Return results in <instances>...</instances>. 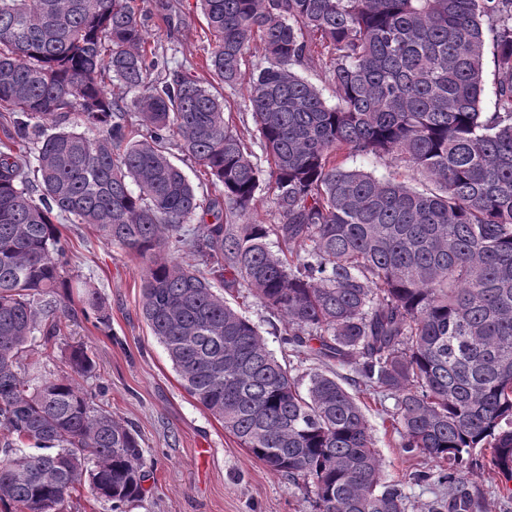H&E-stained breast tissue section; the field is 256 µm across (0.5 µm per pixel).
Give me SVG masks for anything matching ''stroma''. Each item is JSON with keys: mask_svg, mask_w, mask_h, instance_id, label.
<instances>
[{"mask_svg": "<svg viewBox=\"0 0 512 512\" xmlns=\"http://www.w3.org/2000/svg\"><path fill=\"white\" fill-rule=\"evenodd\" d=\"M148 44L169 68L207 75L210 37L198 0H146ZM72 252L73 278L98 288L110 316L109 328L77 320L72 338L84 343L96 363L81 388L99 392L113 418L134 425L146 461L142 500L126 512H311L303 489L254 458L223 424L191 397L162 344L140 311L142 261L101 242L85 224H61ZM225 300L258 326L269 349L282 355L283 321L241 288ZM376 439L385 479L399 482L407 512H428L439 486L419 481L438 470L436 460L407 458L388 421L393 397L361 394Z\"/></svg>", "mask_w": 512, "mask_h": 512, "instance_id": "obj_1", "label": "stroma"}]
</instances>
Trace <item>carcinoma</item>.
I'll return each instance as SVG.
<instances>
[{"mask_svg":"<svg viewBox=\"0 0 512 512\" xmlns=\"http://www.w3.org/2000/svg\"><path fill=\"white\" fill-rule=\"evenodd\" d=\"M200 5L218 84L244 82L262 44L246 87L261 159L213 88L159 65L137 0H0V512H66L82 484L125 512L144 492L137 431L76 384L96 369L84 344H66L68 375L26 377L36 338L62 342L80 315L108 322L88 284L71 304L61 218L142 260L141 314L184 389L303 484L314 512H406L383 479L363 386L395 399L405 453L442 463L421 478L457 495L432 512L479 508L466 482L485 457L512 499V0ZM315 61L333 103L298 73ZM175 137L224 202L201 207L167 151ZM25 144L36 186L14 151ZM368 155L407 163L421 186L348 165ZM264 185L281 222L239 223ZM273 235L304 255L280 256ZM172 245L206 272L166 257ZM216 284L247 286L283 318V344L328 370L300 389Z\"/></svg>","mask_w":512,"mask_h":512,"instance_id":"cac0c4a2","label":"carcinoma"}]
</instances>
